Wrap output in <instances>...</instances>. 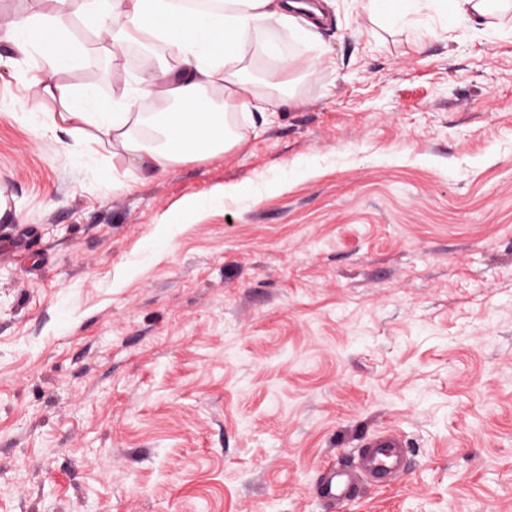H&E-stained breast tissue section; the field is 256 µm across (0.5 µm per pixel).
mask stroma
Here are the masks:
<instances>
[{"label": "stroma", "instance_id": "obj_1", "mask_svg": "<svg viewBox=\"0 0 512 512\" xmlns=\"http://www.w3.org/2000/svg\"><path fill=\"white\" fill-rule=\"evenodd\" d=\"M364 5L253 35L254 83L271 44L316 74L164 173L52 125L0 30V512H329L387 429L408 467L346 512H512V10ZM126 60L55 79L108 105ZM369 11L399 20L417 10L419 0H369ZM487 2L488 0H448L449 14L480 27L490 28L493 22Z\"/></svg>", "mask_w": 512, "mask_h": 512}]
</instances>
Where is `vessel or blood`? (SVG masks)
<instances>
[{
	"instance_id": "obj_1",
	"label": "vessel or blood",
	"mask_w": 512,
	"mask_h": 512,
	"mask_svg": "<svg viewBox=\"0 0 512 512\" xmlns=\"http://www.w3.org/2000/svg\"><path fill=\"white\" fill-rule=\"evenodd\" d=\"M405 446V439L394 431L366 439L358 450L355 467L326 469L317 488L318 496L335 512H342L346 504L354 499L360 477L385 485L402 471Z\"/></svg>"
}]
</instances>
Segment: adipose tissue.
I'll list each match as a JSON object with an SVG mask.
<instances>
[{
  "label": "adipose tissue",
  "mask_w": 512,
  "mask_h": 512,
  "mask_svg": "<svg viewBox=\"0 0 512 512\" xmlns=\"http://www.w3.org/2000/svg\"><path fill=\"white\" fill-rule=\"evenodd\" d=\"M56 2L53 17H35L7 30L20 48L40 50L49 73L73 67L85 51L72 37L75 20L93 35H108L116 47L129 40L163 42L178 61L177 67L161 64L132 79L108 112L90 94L39 77L32 81L37 96L61 105L53 124L81 134L95 131L130 163L164 172L186 160L223 153L240 141L229 122L232 113L277 106L275 94L246 87L239 66L253 33L294 25L293 0H224L223 8L207 11L181 8L177 0H112L107 9L87 0L75 17L68 0ZM219 86L224 89L222 107L204 105V94ZM141 96H169L175 105L146 118L134 110Z\"/></svg>",
  "instance_id": "adipose-tissue-1"
}]
</instances>
